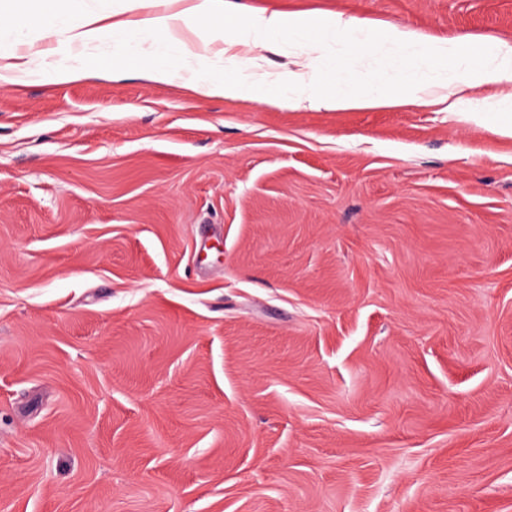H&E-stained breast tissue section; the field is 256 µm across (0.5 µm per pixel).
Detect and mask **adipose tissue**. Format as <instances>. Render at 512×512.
<instances>
[{
    "label": "adipose tissue",
    "mask_w": 512,
    "mask_h": 512,
    "mask_svg": "<svg viewBox=\"0 0 512 512\" xmlns=\"http://www.w3.org/2000/svg\"><path fill=\"white\" fill-rule=\"evenodd\" d=\"M125 2L127 18L107 24L102 17L86 13L83 0H55L53 14L40 23L38 39L17 31L8 53L18 59L17 69L24 75L37 76L49 70L58 81L69 82L84 75L95 49L108 43L113 69L126 68L135 57L142 75L151 82L178 81L212 97L247 98L291 109L425 106L433 89L441 86L453 96L460 88L482 83L512 85V44L507 42L486 50L474 65L454 44L426 46L405 28L370 19L263 11L252 15L243 28L228 33L221 23L224 0H194L185 8L179 0H161V10L149 14L143 11L144 0ZM61 9L82 15L83 22L71 28L66 55L53 61L38 43L56 37L54 13ZM284 34L289 37L293 61L283 72L264 73L260 57L245 60L236 52L237 47L251 45L277 51ZM340 41L387 57V66L357 79L325 77L324 67ZM425 53L450 61L447 80L419 72L414 60Z\"/></svg>",
    "instance_id": "1"
}]
</instances>
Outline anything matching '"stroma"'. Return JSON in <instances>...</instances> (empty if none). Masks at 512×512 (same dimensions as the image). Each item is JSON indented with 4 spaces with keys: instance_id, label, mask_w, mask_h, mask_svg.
I'll list each match as a JSON object with an SVG mask.
<instances>
[{
    "instance_id": "1",
    "label": "stroma",
    "mask_w": 512,
    "mask_h": 512,
    "mask_svg": "<svg viewBox=\"0 0 512 512\" xmlns=\"http://www.w3.org/2000/svg\"><path fill=\"white\" fill-rule=\"evenodd\" d=\"M230 2L512 44V0ZM95 66L0 86V512H512V138Z\"/></svg>"
}]
</instances>
